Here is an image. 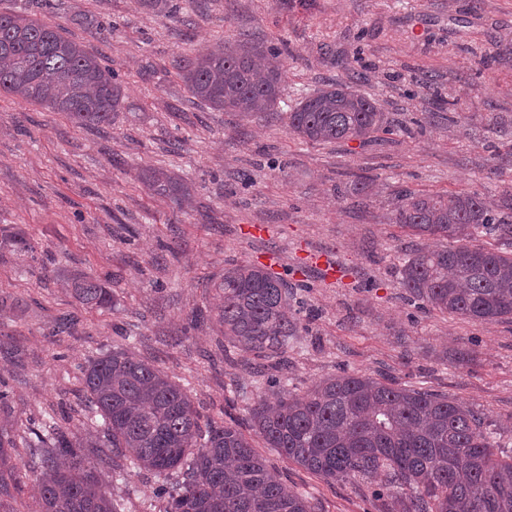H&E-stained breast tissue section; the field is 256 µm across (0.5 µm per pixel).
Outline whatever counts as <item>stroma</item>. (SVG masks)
<instances>
[{"label":"stroma","mask_w":512,"mask_h":512,"mask_svg":"<svg viewBox=\"0 0 512 512\" xmlns=\"http://www.w3.org/2000/svg\"><path fill=\"white\" fill-rule=\"evenodd\" d=\"M0 0L100 55L124 89L115 123L0 96V431L16 441L59 424L94 433L81 369L121 347L185 386L205 417L251 408L277 379L303 392L340 374L370 375L474 405L512 451V323H480L408 301L398 267L430 239L389 221L400 190L476 191L512 184V0ZM248 35L277 47L283 98L355 83L392 133L367 145L319 144L286 120L211 109L174 61ZM456 102L448 123L438 99ZM175 173L183 204L151 194L143 173ZM373 178L370 195L354 193ZM264 234H255V226ZM7 234L31 244L11 252ZM338 265L328 277L310 260ZM260 263L293 289L300 320L284 367L257 372L216 322L230 264ZM105 281L113 304L88 309L63 275ZM283 481L318 512H377L373 484H329L254 439ZM102 482L125 512H164V477L133 470Z\"/></svg>","instance_id":"1"}]
</instances>
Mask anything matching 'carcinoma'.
<instances>
[{
  "instance_id": "carcinoma-1",
  "label": "carcinoma",
  "mask_w": 512,
  "mask_h": 512,
  "mask_svg": "<svg viewBox=\"0 0 512 512\" xmlns=\"http://www.w3.org/2000/svg\"><path fill=\"white\" fill-rule=\"evenodd\" d=\"M278 48L230 42L175 60L190 95L243 117L275 112L282 94ZM64 112L80 127L111 124L123 105L116 73L60 28L23 14L0 13V95ZM288 130L313 143L375 140L388 131L385 113L351 85L327 83L288 113ZM155 195L182 204L175 177L142 176ZM391 220L420 237L448 241L437 250L413 249L400 268L409 296L442 313L478 322H512V253L480 243L512 240V186L487 201L476 191L429 195L404 190ZM72 297L94 309L111 304L106 283L83 272L67 276ZM217 321L224 340L269 358L285 352L298 319L288 288L255 265L224 269ZM85 401L97 439H80L54 424L35 433L22 467L14 439L0 433V498L36 476L27 512H124L106 494L100 469L120 477L140 468L158 476L165 512H314L303 493L283 482L236 423L204 419L183 386L123 348L82 370ZM250 427L270 448L326 482H368L385 476L379 512H512V454L495 456L490 432L472 406L446 396L339 374L302 394L284 389L260 398Z\"/></svg>"
}]
</instances>
